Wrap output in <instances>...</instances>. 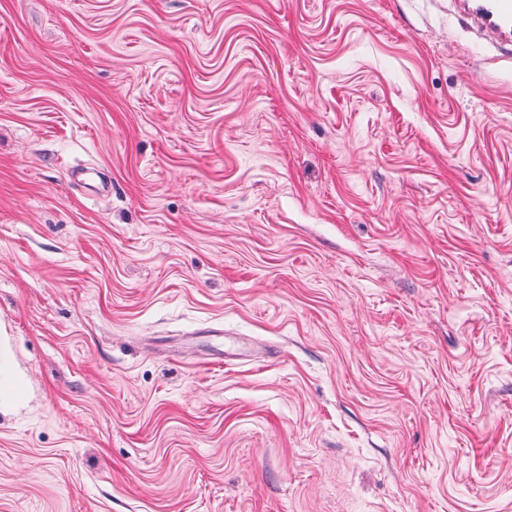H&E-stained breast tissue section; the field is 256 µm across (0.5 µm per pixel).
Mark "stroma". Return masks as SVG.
<instances>
[{"label":"stroma","instance_id":"obj_1","mask_svg":"<svg viewBox=\"0 0 512 512\" xmlns=\"http://www.w3.org/2000/svg\"><path fill=\"white\" fill-rule=\"evenodd\" d=\"M461 7L0 0V512H512V59Z\"/></svg>","mask_w":512,"mask_h":512}]
</instances>
